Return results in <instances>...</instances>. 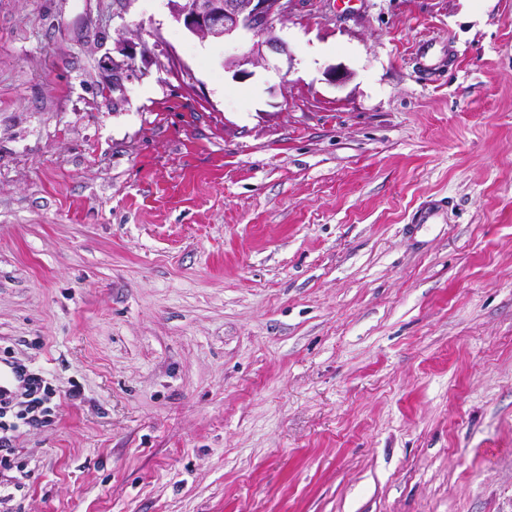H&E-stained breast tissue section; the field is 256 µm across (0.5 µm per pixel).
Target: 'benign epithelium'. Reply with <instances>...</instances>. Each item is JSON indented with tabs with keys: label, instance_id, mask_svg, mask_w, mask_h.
Wrapping results in <instances>:
<instances>
[{
	"label": "benign epithelium",
	"instance_id": "obj_1",
	"mask_svg": "<svg viewBox=\"0 0 512 512\" xmlns=\"http://www.w3.org/2000/svg\"><path fill=\"white\" fill-rule=\"evenodd\" d=\"M295 0H173L174 19L201 41H219L231 37L240 29L253 32L255 41L248 54L232 56L224 61V68L245 77L242 66L262 63L265 51H286L285 44L275 35V22L288 19ZM117 48L127 57L136 54L151 56V49L142 39L141 32L120 30Z\"/></svg>",
	"mask_w": 512,
	"mask_h": 512
}]
</instances>
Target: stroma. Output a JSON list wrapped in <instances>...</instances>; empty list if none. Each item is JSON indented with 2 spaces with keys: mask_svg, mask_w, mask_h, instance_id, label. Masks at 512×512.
<instances>
[{
  "mask_svg": "<svg viewBox=\"0 0 512 512\" xmlns=\"http://www.w3.org/2000/svg\"><path fill=\"white\" fill-rule=\"evenodd\" d=\"M276 34L237 78L169 0H0V353L53 389L0 512H512V0ZM117 48L123 51L127 57L134 59L139 48L142 57H150L151 49L142 39L141 32L134 30H119L116 39Z\"/></svg>",
  "mask_w": 512,
  "mask_h": 512,
  "instance_id": "stroma-1",
  "label": "stroma"
}]
</instances>
